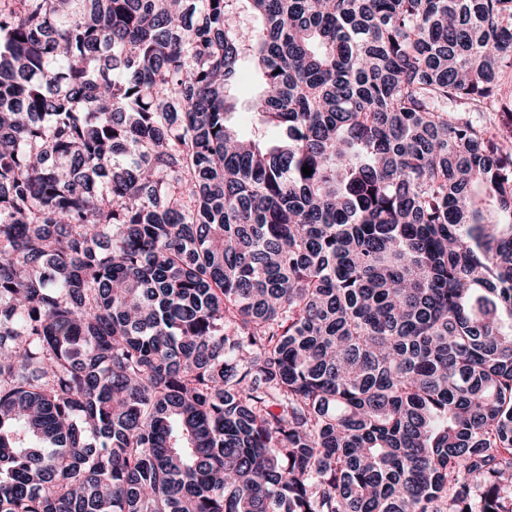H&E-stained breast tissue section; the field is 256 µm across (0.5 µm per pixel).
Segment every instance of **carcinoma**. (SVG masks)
<instances>
[{
	"label": "carcinoma",
	"instance_id": "carcinoma-1",
	"mask_svg": "<svg viewBox=\"0 0 512 512\" xmlns=\"http://www.w3.org/2000/svg\"><path fill=\"white\" fill-rule=\"evenodd\" d=\"M510 80L512 0H0V512H512ZM257 92V75L254 68L247 62L240 65L232 83L230 93L235 104L237 128L244 134L251 132L254 98Z\"/></svg>",
	"mask_w": 512,
	"mask_h": 512
}]
</instances>
